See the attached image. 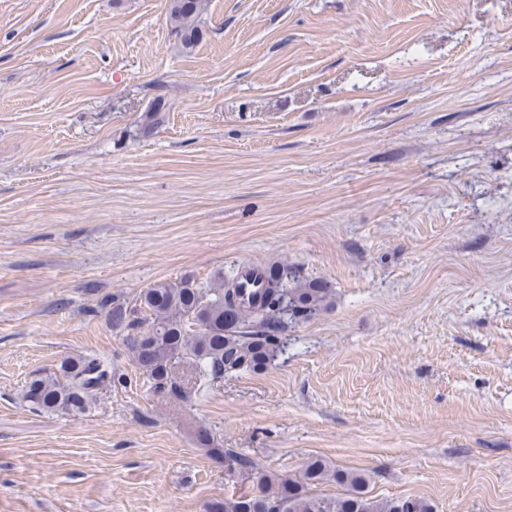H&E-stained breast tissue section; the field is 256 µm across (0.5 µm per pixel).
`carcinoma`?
Returning <instances> with one entry per match:
<instances>
[{"label": "carcinoma", "mask_w": 512, "mask_h": 512, "mask_svg": "<svg viewBox=\"0 0 512 512\" xmlns=\"http://www.w3.org/2000/svg\"><path fill=\"white\" fill-rule=\"evenodd\" d=\"M205 7V0H170L169 18L184 43L195 41ZM260 281L250 307L243 305L234 283L204 292L189 279L146 288L132 307L119 295L103 299L101 306L154 393L186 402L190 392L175 373L177 364L194 365L197 381L207 383L233 372L261 371L283 352L288 327L316 316L329 303L330 290L323 282L308 280L286 265L265 268ZM125 383L126 377L111 363L83 354L65 358L55 372L35 374L26 382L22 399L34 410L80 415L91 411L99 391ZM196 439L228 475L253 468L209 429L198 428ZM330 477L350 488L337 497L309 492ZM361 483V476L341 473L316 458L303 480L262 474L257 489L217 501L211 512H433L422 499L376 501L363 493Z\"/></svg>", "instance_id": "obj_1"}]
</instances>
